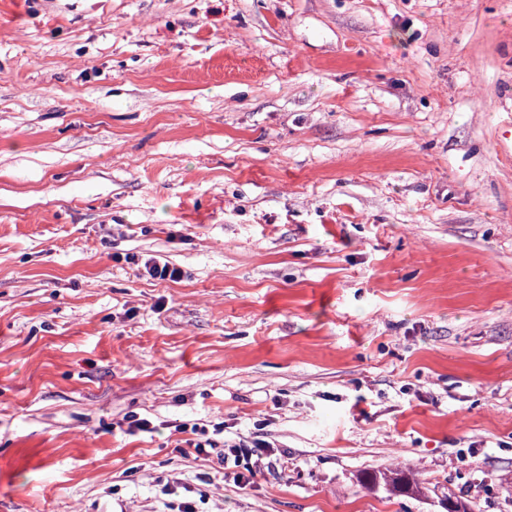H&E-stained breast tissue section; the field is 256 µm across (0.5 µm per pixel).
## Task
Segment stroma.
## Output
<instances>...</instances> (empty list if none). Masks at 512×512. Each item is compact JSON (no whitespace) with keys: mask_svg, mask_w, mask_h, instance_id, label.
Returning a JSON list of instances; mask_svg holds the SVG:
<instances>
[{"mask_svg":"<svg viewBox=\"0 0 512 512\" xmlns=\"http://www.w3.org/2000/svg\"><path fill=\"white\" fill-rule=\"evenodd\" d=\"M402 462L512 512V0H0V505L438 512ZM144 274L152 279L176 282L182 276V271L168 262H160L154 257L145 259L142 265ZM224 447L225 448H228V452H226V450H224V448H222V450H220L219 452H217L216 454V457H217V463L219 465H222L224 466L225 464H228V460H229V456H233L234 457V462L236 463V460H237V457L238 455H246V456H261V454H263L265 451H267V448H272L270 447L269 444H265V443H262V442H254L252 444V446H249V445H246L244 442H231V444H229L228 442L226 443V441H224ZM255 448H258V449H255ZM364 484L370 491H385L391 496H424L429 488L424 481L417 477L413 470L406 467H394L378 474L373 472L366 474Z\"/></svg>","mask_w":512,"mask_h":512,"instance_id":"obj_1","label":"stroma"}]
</instances>
